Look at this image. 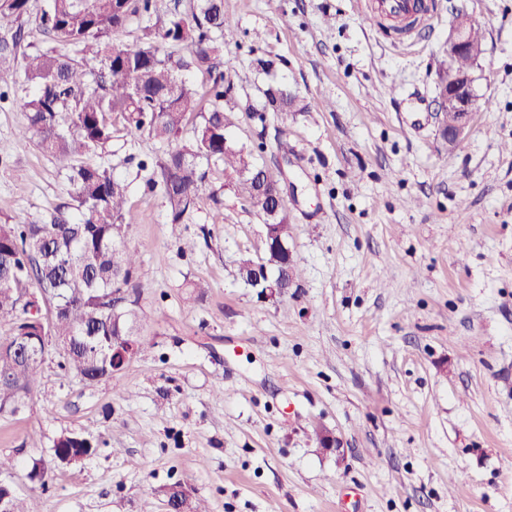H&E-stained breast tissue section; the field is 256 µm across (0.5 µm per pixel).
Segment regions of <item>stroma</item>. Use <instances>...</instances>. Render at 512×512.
<instances>
[{
  "label": "stroma",
  "mask_w": 512,
  "mask_h": 512,
  "mask_svg": "<svg viewBox=\"0 0 512 512\" xmlns=\"http://www.w3.org/2000/svg\"><path fill=\"white\" fill-rule=\"evenodd\" d=\"M425 2L430 20L401 34L374 0H224V59L241 76L228 139L280 181L302 270L277 303L238 276L264 256L255 209L210 169L172 237L138 167L163 148L113 116L92 161L131 184L142 347L92 384L46 361L25 410L0 413V456L37 512H167L175 485L210 512H512V0ZM42 5L0 75L2 224L70 200L63 163L16 137L34 90L24 57L55 47ZM460 12L484 52L451 150L436 87ZM270 85L301 101L287 126L243 110ZM64 434L94 453L57 463Z\"/></svg>",
  "instance_id": "35a3bbf8"
}]
</instances>
